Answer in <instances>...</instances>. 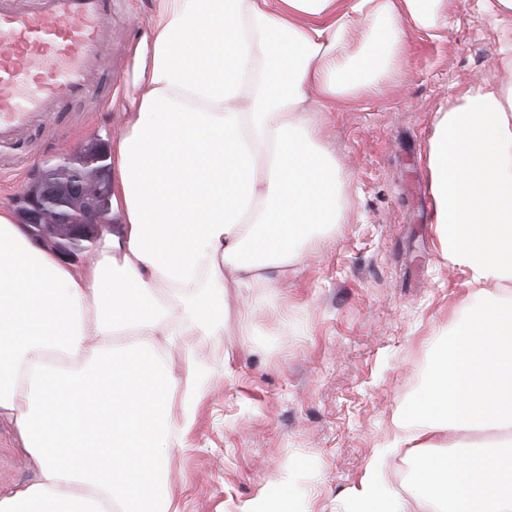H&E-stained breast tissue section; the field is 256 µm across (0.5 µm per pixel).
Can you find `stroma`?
Instances as JSON below:
<instances>
[{"instance_id": "stroma-1", "label": "stroma", "mask_w": 512, "mask_h": 512, "mask_svg": "<svg viewBox=\"0 0 512 512\" xmlns=\"http://www.w3.org/2000/svg\"><path fill=\"white\" fill-rule=\"evenodd\" d=\"M154 8L155 0H116L101 107L51 117L54 145L30 171L0 175V204L16 207L44 169L123 130L131 50ZM448 17L440 39L409 32L396 86L334 112L323 129L346 222L327 236L312 225L314 243L278 288L227 290L236 329L201 348L224 374L211 382L186 447L174 451L180 512H240L270 494L282 495L285 512H345L394 414L420 396L431 353L472 290L434 244L424 153L436 112L506 78L499 33L476 0H448ZM33 474L1 419L0 493Z\"/></svg>"}]
</instances>
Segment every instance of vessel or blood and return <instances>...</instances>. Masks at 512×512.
I'll list each match as a JSON object with an SVG mask.
<instances>
[{
	"instance_id": "obj_1",
	"label": "vessel or blood",
	"mask_w": 512,
	"mask_h": 512,
	"mask_svg": "<svg viewBox=\"0 0 512 512\" xmlns=\"http://www.w3.org/2000/svg\"><path fill=\"white\" fill-rule=\"evenodd\" d=\"M113 0H0V149L47 133L98 91L112 49Z\"/></svg>"
}]
</instances>
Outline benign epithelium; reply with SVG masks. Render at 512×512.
<instances>
[{
    "mask_svg": "<svg viewBox=\"0 0 512 512\" xmlns=\"http://www.w3.org/2000/svg\"><path fill=\"white\" fill-rule=\"evenodd\" d=\"M105 160L103 152L80 148L42 173L38 190L22 197L24 226L33 238L49 239L56 250L72 254L110 223L111 186L100 182Z\"/></svg>",
    "mask_w": 512,
    "mask_h": 512,
    "instance_id": "benign-epithelium-1",
    "label": "benign epithelium"
}]
</instances>
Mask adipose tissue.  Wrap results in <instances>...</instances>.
<instances>
[{
	"label": "adipose tissue",
	"mask_w": 512,
	"mask_h": 512,
	"mask_svg": "<svg viewBox=\"0 0 512 512\" xmlns=\"http://www.w3.org/2000/svg\"><path fill=\"white\" fill-rule=\"evenodd\" d=\"M448 24L447 0H157L111 143V237L68 264L0 206V419L35 471L0 512H179L171 450L218 373L198 345L227 328L225 288L276 287L310 225L342 223L325 118L395 82L407 29ZM425 166L439 254L496 291L347 512H405L384 470L400 451L430 512H512V83L438 112Z\"/></svg>",
	"instance_id": "ef3b65f1"
}]
</instances>
